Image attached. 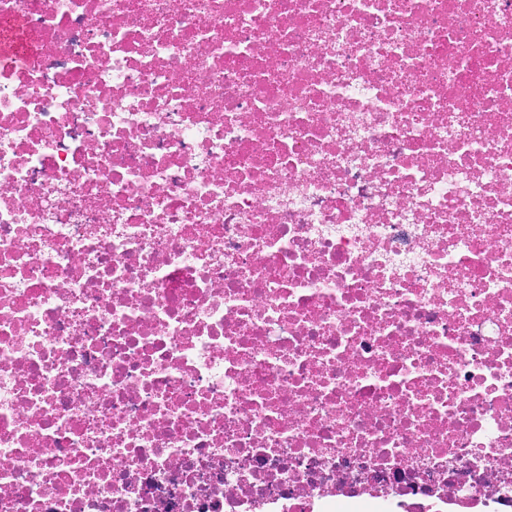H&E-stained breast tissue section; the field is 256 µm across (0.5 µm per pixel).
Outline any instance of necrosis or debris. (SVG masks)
<instances>
[{
	"mask_svg": "<svg viewBox=\"0 0 512 512\" xmlns=\"http://www.w3.org/2000/svg\"><path fill=\"white\" fill-rule=\"evenodd\" d=\"M0 512H512V0H0Z\"/></svg>",
	"mask_w": 512,
	"mask_h": 512,
	"instance_id": "1",
	"label": "necrosis or debris"
}]
</instances>
